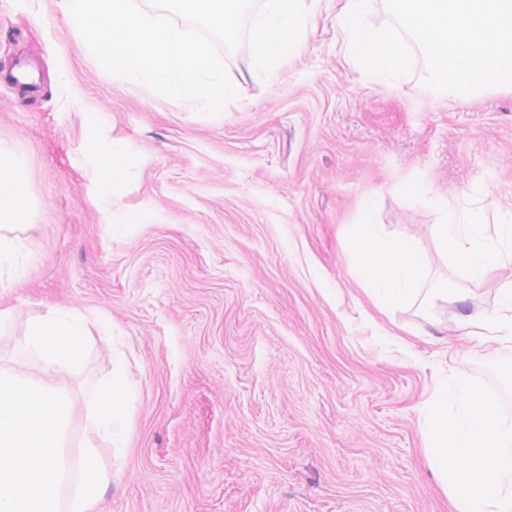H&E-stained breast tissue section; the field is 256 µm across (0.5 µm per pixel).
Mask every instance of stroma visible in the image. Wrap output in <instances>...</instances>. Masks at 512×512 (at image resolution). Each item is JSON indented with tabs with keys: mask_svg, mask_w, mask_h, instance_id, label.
I'll list each match as a JSON object with an SVG mask.
<instances>
[{
	"mask_svg": "<svg viewBox=\"0 0 512 512\" xmlns=\"http://www.w3.org/2000/svg\"><path fill=\"white\" fill-rule=\"evenodd\" d=\"M275 79L248 45L222 56L238 96L215 117L112 78L57 0H0V153L27 150L21 237L35 253L0 288L14 319L0 368L33 318L94 315L80 365L23 373L74 406L125 370L135 385L120 443L97 444L111 480L100 512H455L426 459L427 403L470 380L512 409V343L476 345L462 318L493 310L504 270L468 276L439 253L448 208L488 236L512 213V90L446 98L413 70L391 86L347 52L333 0ZM33 90L8 82L21 61ZM133 167L98 203L97 152ZM447 208V209H448ZM143 221L112 236L116 214ZM429 264L421 297L382 310L352 255L363 212Z\"/></svg>",
	"mask_w": 512,
	"mask_h": 512,
	"instance_id": "1",
	"label": "stroma"
}]
</instances>
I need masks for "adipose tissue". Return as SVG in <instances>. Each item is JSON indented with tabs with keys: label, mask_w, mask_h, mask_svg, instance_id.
<instances>
[{
	"label": "adipose tissue",
	"mask_w": 512,
	"mask_h": 512,
	"mask_svg": "<svg viewBox=\"0 0 512 512\" xmlns=\"http://www.w3.org/2000/svg\"><path fill=\"white\" fill-rule=\"evenodd\" d=\"M132 162L121 145L98 157L100 204H109ZM25 152L13 149L0 157V224L14 225L27 207L24 187ZM433 236L441 248L455 253L475 278L512 266V223L499 224L496 239H489L480 217L453 213L434 225ZM355 262L373 297L387 308L417 299L447 296L444 288L424 289L427 262L411 238L387 236L371 216L356 227ZM89 317L59 306L31 320L17 342V365L37 361L45 367L67 371L83 353ZM463 336L485 344L512 342V277L499 290V303L489 313L462 319ZM430 461L457 512H512V421L503 418L495 402L463 380L446 382L435 392L428 412Z\"/></svg>",
	"instance_id": "adipose-tissue-1"
}]
</instances>
